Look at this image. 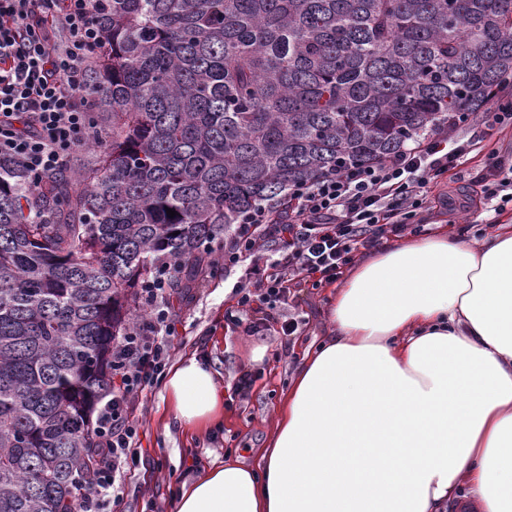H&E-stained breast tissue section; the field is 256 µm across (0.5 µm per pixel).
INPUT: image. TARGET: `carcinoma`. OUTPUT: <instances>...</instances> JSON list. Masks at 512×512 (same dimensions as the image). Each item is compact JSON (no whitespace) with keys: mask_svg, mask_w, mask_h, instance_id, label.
<instances>
[{"mask_svg":"<svg viewBox=\"0 0 512 512\" xmlns=\"http://www.w3.org/2000/svg\"><path fill=\"white\" fill-rule=\"evenodd\" d=\"M102 32L94 161L37 185L0 158V512L92 488L90 417L158 264L213 277L245 210L512 87V0H108Z\"/></svg>","mask_w":512,"mask_h":512,"instance_id":"1","label":"carcinoma"}]
</instances>
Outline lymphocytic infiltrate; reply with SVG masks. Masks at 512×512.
<instances>
[{
    "instance_id": "1",
    "label": "lymphocytic infiltrate",
    "mask_w": 512,
    "mask_h": 512,
    "mask_svg": "<svg viewBox=\"0 0 512 512\" xmlns=\"http://www.w3.org/2000/svg\"><path fill=\"white\" fill-rule=\"evenodd\" d=\"M101 3L0 0V157L36 178L69 164L88 138L94 98L86 73L102 48ZM480 147L477 139L449 140L443 127L399 156L296 184L278 205L250 210L224 245L225 269L242 270L233 286L242 312L232 323L268 327L270 309L287 304L292 281L335 282L358 249L406 231L425 189ZM174 274L163 264L142 284L148 311L112 348V396L93 424L94 489L77 495L75 512H109L119 498L139 435L131 409L172 356ZM246 312L251 321H243Z\"/></svg>"
}]
</instances>
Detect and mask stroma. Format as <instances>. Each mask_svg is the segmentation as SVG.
<instances>
[{
	"label": "stroma",
	"instance_id": "35a3bbf8",
	"mask_svg": "<svg viewBox=\"0 0 512 512\" xmlns=\"http://www.w3.org/2000/svg\"><path fill=\"white\" fill-rule=\"evenodd\" d=\"M481 118V113H468L456 126L455 136L485 135L489 147L512 164V126L490 130ZM482 167L478 156L468 157L458 167L456 175L448 179L451 193L447 205L438 204L436 191H429L418 214L420 222L430 229L448 227L468 239L479 240L493 232L491 214L470 182L471 175ZM238 277L234 271L197 283L186 289L182 302L174 308L175 357L194 355L205 361L226 390L221 427L203 433L184 430L166 411L161 387L149 390L135 412L141 424L138 466L125 481L117 512H174L175 485L195 479L211 461L246 448L265 447L289 379L306 349L326 335L336 287L315 288L305 281L291 286V310L307 321L302 334L293 340L272 330L253 336L245 327L226 326L224 312L236 303L231 289ZM259 349L266 352L261 361L254 358ZM244 369L259 372L260 377L240 399L234 397L232 389Z\"/></svg>",
	"mask_w": 512,
	"mask_h": 512
}]
</instances>
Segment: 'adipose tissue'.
<instances>
[{"label": "adipose tissue", "instance_id": "ef3b65f1", "mask_svg": "<svg viewBox=\"0 0 512 512\" xmlns=\"http://www.w3.org/2000/svg\"><path fill=\"white\" fill-rule=\"evenodd\" d=\"M307 354L257 461L208 467L175 512H512V225L480 245L441 231L362 261ZM163 401L191 430L224 421L196 358Z\"/></svg>", "mask_w": 512, "mask_h": 512}]
</instances>
